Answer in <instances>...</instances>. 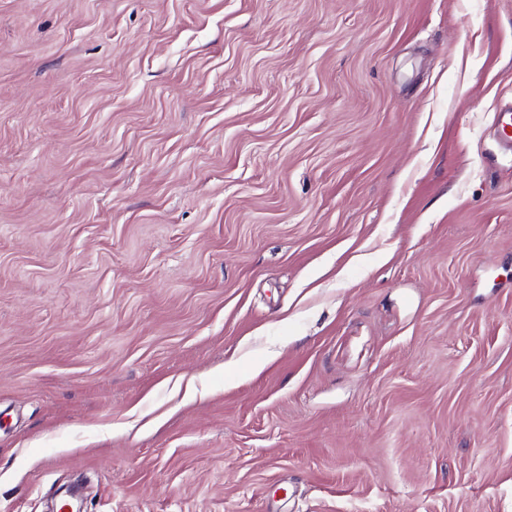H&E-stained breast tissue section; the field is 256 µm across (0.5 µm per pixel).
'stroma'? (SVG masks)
Instances as JSON below:
<instances>
[{
  "mask_svg": "<svg viewBox=\"0 0 512 512\" xmlns=\"http://www.w3.org/2000/svg\"><path fill=\"white\" fill-rule=\"evenodd\" d=\"M512 0H0V512H512ZM495 136L499 145L512 151V106L502 107L494 123Z\"/></svg>",
  "mask_w": 512,
  "mask_h": 512,
  "instance_id": "stroma-1",
  "label": "stroma"
}]
</instances>
